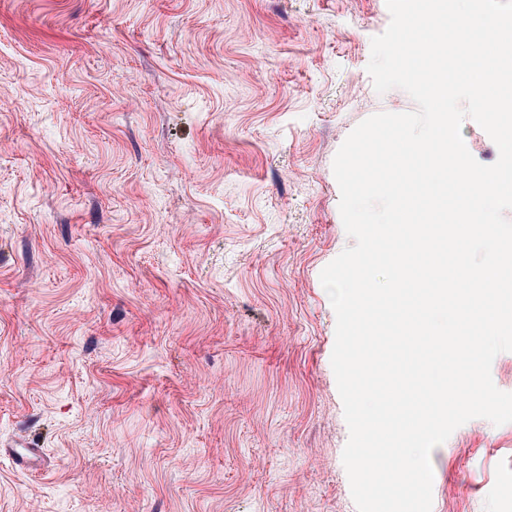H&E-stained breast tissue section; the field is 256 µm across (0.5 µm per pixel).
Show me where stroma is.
<instances>
[{"instance_id":"35a3bbf8","label":"stroma","mask_w":512,"mask_h":512,"mask_svg":"<svg viewBox=\"0 0 512 512\" xmlns=\"http://www.w3.org/2000/svg\"><path fill=\"white\" fill-rule=\"evenodd\" d=\"M385 0H0V512H358L320 273ZM512 512V423L431 454ZM2 451L25 472H37L44 461V449L38 448V444L26 437L14 439L8 443H1Z\"/></svg>"}]
</instances>
